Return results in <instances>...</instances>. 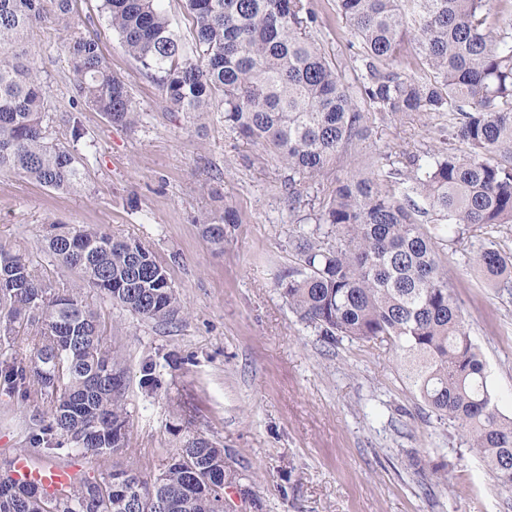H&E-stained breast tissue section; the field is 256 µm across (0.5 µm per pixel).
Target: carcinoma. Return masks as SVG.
<instances>
[{"instance_id":"carcinoma-1","label":"carcinoma","mask_w":512,"mask_h":512,"mask_svg":"<svg viewBox=\"0 0 512 512\" xmlns=\"http://www.w3.org/2000/svg\"><path fill=\"white\" fill-rule=\"evenodd\" d=\"M74 0H0V173L18 174L54 191L83 179L70 146L49 140L47 100L28 49L32 28L69 32L65 51L74 75L73 109L134 126L139 118L127 84L112 73L95 37L79 28ZM162 0H102L112 30L146 77L178 112L224 113V126L288 168V200L303 196L348 156L365 128L363 100L379 112L456 114L454 136L468 153L443 148L421 164L338 180L320 202L324 231L297 235V258L276 286L299 320L329 342L380 340L394 350L403 383L479 456L501 490L512 494V417L495 404L484 363L443 272L448 234L512 224V0H336L354 32L369 78L355 97L317 39L311 0H185L192 47L175 32ZM404 184L398 194L393 185ZM426 207H420L416 199ZM433 223L420 220L425 214ZM240 223L231 206L200 220L202 233L224 245ZM47 247L81 283L52 288L21 255L0 251V334L28 321L33 347H9L0 387L45 407L28 437L52 457L69 451L99 457L125 447L129 415L121 361L104 345L100 322L81 290L93 288L144 321L168 323L181 299L155 254L94 225L57 226ZM474 270L512 288V262L494 247L473 258ZM139 497L107 478L93 502L73 483L51 494L60 512H217L224 496V449L196 438L147 478L115 470ZM43 488L0 491V512H46Z\"/></svg>"}]
</instances>
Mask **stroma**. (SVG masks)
<instances>
[{
  "mask_svg": "<svg viewBox=\"0 0 512 512\" xmlns=\"http://www.w3.org/2000/svg\"><path fill=\"white\" fill-rule=\"evenodd\" d=\"M326 37L323 47L345 83L358 87L367 71L359 44L334 0H312ZM77 0L102 54L128 85L140 120L112 124L91 109L70 106L73 73L62 52L67 34L47 25L30 34L49 110L44 125L64 138L72 116L85 136L73 144L85 172L81 190L43 188L0 173V250L24 255L53 287L77 281L46 250L52 225L94 224L149 247L166 267L184 310L168 324L144 321L100 292L84 303L98 315L102 340L127 373L130 428L124 448L98 458L60 453L81 477L117 469L156 476L185 441L203 438L224 450L231 512H512V498L457 431L430 416L403 383L384 342L325 341L301 323L275 281L293 261L298 227L315 229L313 206L336 186L313 184L290 206L287 168L224 126L222 113L196 121L171 110L160 90L124 52L99 10ZM448 113L394 116L368 110L366 127L343 164L349 170L377 153L396 166L452 143ZM228 203L240 222L223 247L202 234V214ZM512 256V224L463 234L445 249L448 284L462 306L503 415L512 417V293L474 272L469 261L485 246ZM151 367L158 381L140 380ZM42 403L0 390V462L27 445ZM448 477L441 484L431 470Z\"/></svg>",
  "mask_w": 512,
  "mask_h": 512,
  "instance_id": "obj_1",
  "label": "stroma"
}]
</instances>
